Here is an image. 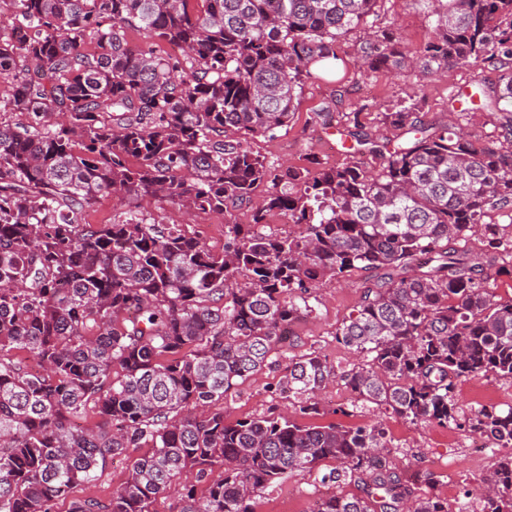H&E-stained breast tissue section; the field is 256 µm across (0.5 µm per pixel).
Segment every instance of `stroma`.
I'll list each match as a JSON object with an SVG mask.
<instances>
[{"instance_id": "obj_1", "label": "stroma", "mask_w": 512, "mask_h": 512, "mask_svg": "<svg viewBox=\"0 0 512 512\" xmlns=\"http://www.w3.org/2000/svg\"><path fill=\"white\" fill-rule=\"evenodd\" d=\"M430 9L429 0H377L373 21L377 26L397 30L409 48L416 51L430 33ZM358 39V34L351 33L339 42V53L345 62L340 71L344 78L343 98H336L334 86L328 81L307 80L288 127L279 130L274 139L260 137L253 140L251 146L255 152L283 167L307 166L313 156L331 165L342 163L346 157L337 147L338 131L322 126L316 115L321 107L331 106L335 120L340 122L346 114L357 113L363 131L389 137L393 131L382 125L381 118L395 106L416 107L424 121L440 124L447 121L451 100L459 87L496 77L492 64L480 57L470 58L438 76L419 71L403 78L385 67L365 73L359 68ZM138 205L164 223L184 221L182 211L168 201L121 200L109 194L102 196L87 211L85 218L92 224H105ZM365 283L366 275L360 271L339 280L323 281L311 298L314 313L294 326L296 345L287 354L272 353L271 367L238 385L233 396L224 402L226 421L275 411L303 425L349 426L379 416L389 438L385 455L399 473L416 478V493L434 492L447 503L448 512H457L459 504L466 501L478 504L486 479L504 454L495 443L476 448L472 445L475 438L472 432L437 424L413 425L390 414L379 413L374 405L358 401L356 394L340 382L330 385L322 393L321 410L312 417L300 415L295 410L294 401L280 394L278 383L286 373L290 357L315 351L340 367L360 362L359 354L337 344L335 333L358 305ZM331 467V462H324L314 471L289 475L275 489L258 492L253 499L255 512H276L277 506L285 503L290 505L291 512H312L324 488L321 477ZM429 473L437 478V484L432 488L423 481Z\"/></svg>"}]
</instances>
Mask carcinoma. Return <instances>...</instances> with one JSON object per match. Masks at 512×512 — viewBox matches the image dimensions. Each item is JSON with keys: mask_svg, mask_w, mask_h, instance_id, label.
I'll list each match as a JSON object with an SVG mask.
<instances>
[{"mask_svg": "<svg viewBox=\"0 0 512 512\" xmlns=\"http://www.w3.org/2000/svg\"><path fill=\"white\" fill-rule=\"evenodd\" d=\"M375 3L0 0V87L11 89L0 112L26 117H0V512H56L140 448L149 452L111 497L75 499L70 512H153L174 485L172 512H253L257 491L326 460L339 467L322 479L360 483L363 495H333L314 512H448L389 465L380 422L224 420L228 395L313 313L311 289L354 270L368 285L336 341L365 363L292 358L279 391L310 416L317 393L341 381L405 422L512 447V410L465 417L456 401L463 377L512 379V298L491 288L512 275V235L483 222L490 210L512 216V116L478 145L457 121L385 112L408 139L345 128L352 160L332 166L279 169L249 142L288 125L305 80L337 74V43L355 30L364 67L403 77L481 56L498 75L472 87L473 105L512 107V0H432L415 56L396 31L373 27ZM131 29L181 54L130 44ZM364 154L377 172L357 161ZM262 189L265 205L239 223ZM109 193L222 215L224 245L140 210L86 222ZM272 213L298 231H266ZM87 417L93 426L78 424ZM477 512H512V453Z\"/></svg>", "mask_w": 512, "mask_h": 512, "instance_id": "obj_1", "label": "carcinoma"}]
</instances>
